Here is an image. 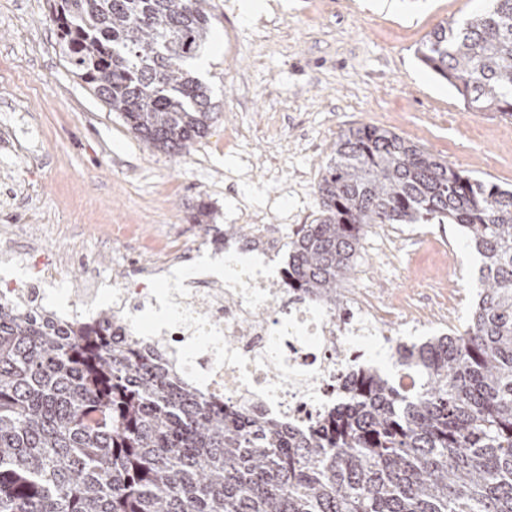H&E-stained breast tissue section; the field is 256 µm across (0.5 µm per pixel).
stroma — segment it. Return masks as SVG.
<instances>
[{"label":"stroma","instance_id":"1","mask_svg":"<svg viewBox=\"0 0 512 512\" xmlns=\"http://www.w3.org/2000/svg\"><path fill=\"white\" fill-rule=\"evenodd\" d=\"M213 36L196 66L216 122L190 154L140 141L72 71L49 0H0V244L66 258L61 311L123 254L130 273L174 242L213 253L246 214L280 232L319 213L338 137L375 125L512 188V117L471 112L418 59L419 43L484 0H208ZM212 213L197 222L200 205ZM480 258L455 224L368 228L344 290L370 294L402 342L452 333L480 288Z\"/></svg>","mask_w":512,"mask_h":512}]
</instances>
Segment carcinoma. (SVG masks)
Listing matches in <instances>:
<instances>
[{"label": "carcinoma", "instance_id": "cac0c4a2", "mask_svg": "<svg viewBox=\"0 0 512 512\" xmlns=\"http://www.w3.org/2000/svg\"><path fill=\"white\" fill-rule=\"evenodd\" d=\"M73 72L141 141L185 156L215 119L186 62L208 0H52ZM471 112L512 116V0L439 24L416 49ZM321 209L288 243V278L340 310L365 229L457 224L481 257L461 332L398 342L311 432L210 401L107 338L0 299V512H512V190L400 135H341Z\"/></svg>", "mask_w": 512, "mask_h": 512}]
</instances>
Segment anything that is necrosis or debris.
<instances>
[{
	"instance_id": "necrosis-or-debris-1",
	"label": "necrosis or debris",
	"mask_w": 512,
	"mask_h": 512,
	"mask_svg": "<svg viewBox=\"0 0 512 512\" xmlns=\"http://www.w3.org/2000/svg\"><path fill=\"white\" fill-rule=\"evenodd\" d=\"M283 243V238L272 235L264 224L254 225L246 240L247 246L256 251L258 257L276 266L272 277L260 276L254 281L255 286L269 294L268 300L257 309H247L240 294L209 277L190 282V294L183 303L195 313L208 317L222 330L230 348L248 360L246 368L241 370L228 364L216 366L210 352L198 356L195 360L197 367L210 374L203 387L205 395L247 414L278 418L293 429L308 430L335 405L337 384L349 381L354 366L360 361L361 352L351 349L355 338L380 336L388 340L395 331L379 315L376 305L360 295L352 300L354 311L351 316H342L330 307L321 324L310 323V299L289 287L287 266L275 262ZM39 253L32 277L22 285L4 291L5 296L26 312L38 309L45 293L54 290L61 279L62 258L46 247L40 248ZM149 276L142 273L131 277L124 264H114L111 272L95 276L91 287L79 292L77 302L71 304L63 316V323L75 328L94 324L93 300L102 288L108 286L112 289V309L122 318L120 332L130 334L132 327L125 321V314L158 303L150 294ZM289 315L295 316L298 322L307 323L308 333H320L322 345L314 349L304 346L296 338L284 339L287 365L309 371L311 377L296 384L286 383L278 393V404L274 405L257 393L259 387L273 383L274 366L270 363L258 365L257 360L267 347L271 331ZM245 372L251 379L247 386L241 382Z\"/></svg>"
}]
</instances>
